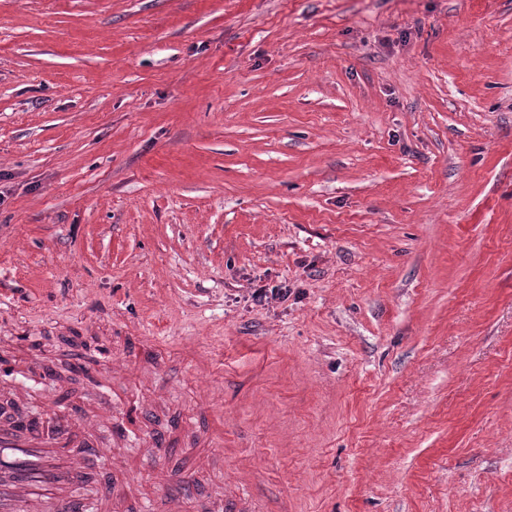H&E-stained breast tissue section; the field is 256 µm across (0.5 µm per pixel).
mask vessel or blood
<instances>
[{
  "label": "vessel or blood",
  "instance_id": "vessel-or-blood-1",
  "mask_svg": "<svg viewBox=\"0 0 512 512\" xmlns=\"http://www.w3.org/2000/svg\"><path fill=\"white\" fill-rule=\"evenodd\" d=\"M91 427L90 420L57 414L0 428V512H96L100 501L118 495L115 484L73 485L85 467L76 448ZM59 448L71 454L57 463Z\"/></svg>",
  "mask_w": 512,
  "mask_h": 512
}]
</instances>
